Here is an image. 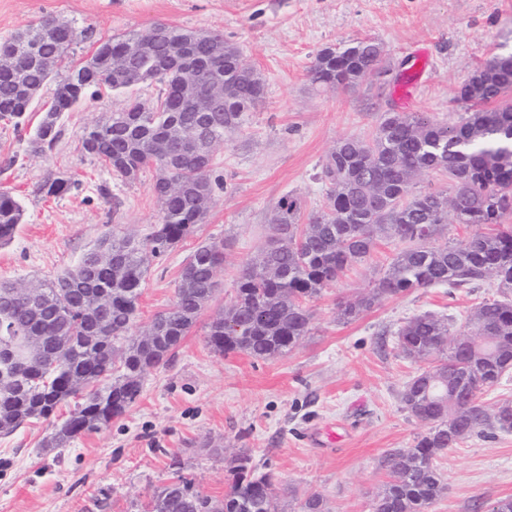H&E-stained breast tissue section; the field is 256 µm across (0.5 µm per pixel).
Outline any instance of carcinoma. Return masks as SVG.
I'll return each instance as SVG.
<instances>
[{
  "label": "carcinoma",
  "instance_id": "1",
  "mask_svg": "<svg viewBox=\"0 0 512 512\" xmlns=\"http://www.w3.org/2000/svg\"><path fill=\"white\" fill-rule=\"evenodd\" d=\"M44 24L52 29L39 36L37 60L16 73L0 71V119L17 127L71 48L65 38L72 24L44 15L28 33ZM222 38L220 32L206 30L201 37L159 22L146 34L130 31L101 43L78 67L80 80L68 75L58 84L36 128L50 145L61 113L88 89L122 93L148 81L163 86L155 104L133 101L108 112L81 138L82 150L122 180L155 171L159 220L143 239L105 236L116 265L89 250L74 269L37 283L40 297L33 307L12 292L13 283H0V349L22 353L35 336L59 354L57 364L39 361L11 389H0L1 434L50 419L70 398L80 402L68 417L51 422L47 447L64 448L109 426L140 397L144 375L169 361L212 298L224 264L222 241L209 243L205 259L195 251L188 256L172 305L144 331L131 333L150 262L198 232L209 212L197 205L199 194L217 203L220 183L211 179V167H203L204 153H215L240 132L265 95L262 77L237 47L225 42L218 51L215 41ZM186 62L194 68L198 94L223 79L224 101L216 111L197 112L188 102ZM383 63L382 43L363 38L320 50L308 76L314 85L353 88L381 74ZM511 93L512 54H496L461 85L456 100L470 111L458 123L443 124L426 112H389L371 139L337 142L321 167L322 209L305 219L297 196L277 201L269 236L275 247L245 265L224 314L208 325L206 342L217 353L284 356L309 332L307 301L347 267L365 261L385 238L406 247L373 289L339 305L340 318H355L384 297L418 288L497 282L504 297L480 302L455 331L448 319L430 313L397 331V348L417 364L401 400L426 433L412 447L385 455L389 481L379 496L389 503L386 512H427L444 490L435 458L457 447L459 435L512 431V404L492 409L482 401L486 389L512 373V224L506 223L512 217ZM429 173L447 174L454 193L413 191L410 178ZM450 214L488 231L458 244L429 245ZM23 215L20 202L1 191L0 245L11 242ZM233 463L224 499H212L177 474L149 496L145 512H271L269 475L255 472L245 456Z\"/></svg>",
  "mask_w": 512,
  "mask_h": 512
}]
</instances>
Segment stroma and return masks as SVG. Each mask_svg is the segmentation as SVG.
<instances>
[{"label":"stroma","instance_id":"35a3bbf8","mask_svg":"<svg viewBox=\"0 0 512 512\" xmlns=\"http://www.w3.org/2000/svg\"><path fill=\"white\" fill-rule=\"evenodd\" d=\"M44 15L92 30L70 50L76 63L101 41L158 22L222 32L264 79L266 93L242 131L214 153L211 175L223 188L200 232L154 260L145 278L140 330L171 305L194 248L226 242L218 288L195 327L168 364L146 374L139 399L110 427L65 448L45 447L49 431L39 423L0 434V512H141L176 470L220 499L236 455L273 475L274 512H300L312 493L324 512H372L389 479L385 453L411 447L426 431L401 401L416 366L399 353L397 330L425 312L464 325L479 302L497 297L496 286L420 288L338 320L339 304L374 288L400 250L384 239L310 301V330L287 355L219 354L206 332L242 268L265 246L278 199L290 193L304 214L319 211L317 174L336 142L371 139L383 115L398 111L395 88L415 50L427 49L429 65L413 111L458 121L467 110L455 99L460 85L492 55L512 52V0H0V40ZM364 37L383 43L385 74L352 91L311 84L307 70L318 51ZM127 98L106 90L62 113L59 137L42 154L32 152L28 128L0 119V191L24 209L14 239L0 246V281L55 276L75 268L104 234L141 238L157 223L154 171L120 180L80 145L84 128ZM65 176L75 186L47 195V185ZM328 426L336 443L315 441ZM436 464L445 491L429 512H479L512 498V431L472 436Z\"/></svg>","mask_w":512,"mask_h":512}]
</instances>
